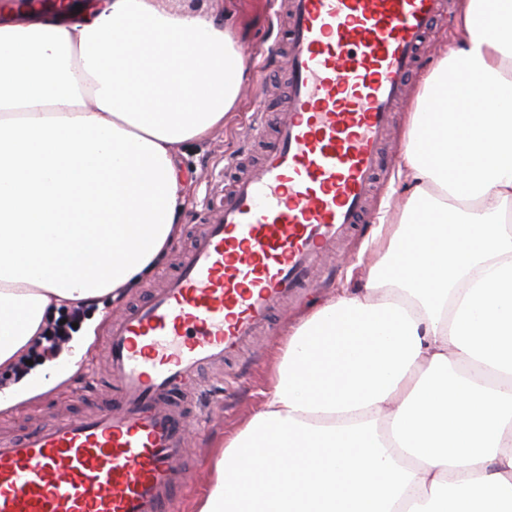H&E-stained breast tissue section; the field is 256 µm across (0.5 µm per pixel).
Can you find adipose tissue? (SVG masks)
<instances>
[{
	"instance_id": "adipose-tissue-1",
	"label": "adipose tissue",
	"mask_w": 512,
	"mask_h": 512,
	"mask_svg": "<svg viewBox=\"0 0 512 512\" xmlns=\"http://www.w3.org/2000/svg\"><path fill=\"white\" fill-rule=\"evenodd\" d=\"M364 287L291 328L193 512H512V0H458ZM243 50L198 8L0 0V373L62 309L135 286L179 233L176 145L238 108Z\"/></svg>"
}]
</instances>
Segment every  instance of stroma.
I'll use <instances>...</instances> for the list:
<instances>
[{
	"mask_svg": "<svg viewBox=\"0 0 512 512\" xmlns=\"http://www.w3.org/2000/svg\"><path fill=\"white\" fill-rule=\"evenodd\" d=\"M447 2V14L428 36L426 57L419 72L413 74L412 85H419L423 74L436 65L440 53L452 48L463 36L455 23L457 0ZM189 3L205 5L217 20L227 23L234 37L246 42L244 64L248 83L237 112L222 128L214 130L202 141L189 142L178 149L179 166L190 188L181 216L182 232L164 259L137 287L125 289L121 298H105L82 307L76 331L88 337L86 354L90 357L102 356L110 319L124 313L147 291L161 287L176 272L182 253L206 223L211 209L218 205L225 183L237 169L253 165L269 145V137L258 139L253 135L256 114H263L270 125L280 116L278 105L286 86L285 59L280 56L269 60L258 53L261 45L282 36L276 16L270 13V0H173L178 9ZM410 109L411 104L407 101L399 106L394 126L384 143L392 162L382 173L370 198L371 219H379L384 213L394 211L398 204L391 178L401 159ZM374 244L370 235L343 240L335 254L327 258L328 272L319 278L316 286L308 289L298 302L282 306L274 316L270 331L257 336L241 361L225 368L222 380L206 387L205 398L220 396L222 405L208 416L203 431L189 440L185 480L181 488V512H192L195 499L206 489L210 479L209 459L218 443L261 409L270 383L272 361L284 345L290 327L318 307L346 280H360L375 260ZM108 392L105 373H98L97 383L91 387L84 383L82 369H75L49 390L0 409V436L27 432L60 417L76 418L96 411L105 404Z\"/></svg>",
	"mask_w": 512,
	"mask_h": 512,
	"instance_id": "stroma-1",
	"label": "stroma"
}]
</instances>
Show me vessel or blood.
Returning <instances> with one entry per match:
<instances>
[{"mask_svg": "<svg viewBox=\"0 0 512 512\" xmlns=\"http://www.w3.org/2000/svg\"><path fill=\"white\" fill-rule=\"evenodd\" d=\"M276 144L237 179L164 288L109 324L106 407L0 438V512H179L194 418L181 403L236 357L365 223L393 110L443 0H284Z\"/></svg>", "mask_w": 512, "mask_h": 512, "instance_id": "vessel-or-blood-1", "label": "vessel or blood"}]
</instances>
